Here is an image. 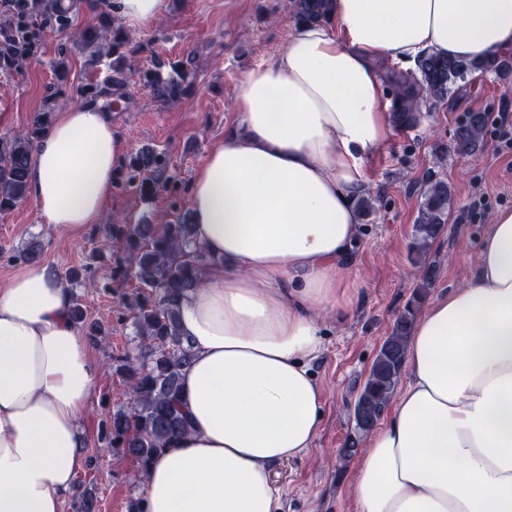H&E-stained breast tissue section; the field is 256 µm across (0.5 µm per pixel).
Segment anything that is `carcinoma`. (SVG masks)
<instances>
[{
  "label": "carcinoma",
  "mask_w": 512,
  "mask_h": 512,
  "mask_svg": "<svg viewBox=\"0 0 512 512\" xmlns=\"http://www.w3.org/2000/svg\"><path fill=\"white\" fill-rule=\"evenodd\" d=\"M292 19L297 23H320L328 18L332 0H291ZM109 39L112 78L101 90L105 95L120 90L134 71L136 50L118 26L108 30L89 28L80 34L82 46ZM27 39L22 29L17 38L4 44L0 55L7 62L22 64ZM512 72V59L499 54L484 59H467L426 55L417 66V74H390L391 93L395 97V123L401 127L416 125L421 103L442 102L448 98L450 85L475 73H493L506 77ZM152 98L167 104L184 91L183 77L163 75L161 68L139 71ZM48 125V113L36 115L30 127L9 140H0V212L13 209L29 192L28 175L36 142ZM488 114L469 112L457 126L453 151L469 157L485 146ZM128 183L147 198L165 187L167 163L163 154L149 148L140 150L128 163ZM421 204L413 225L411 252L416 263L426 257L436 239L448 224L452 192L448 181L428 178L421 193ZM378 197L364 193L355 198L358 215L370 216L376 210ZM104 244L131 256L133 266L122 271L141 285L128 303L136 335L137 353L126 354L114 362V370L126 383L132 406L119 410L102 424L107 447L134 459L146 470L153 457L174 440L191 430V421L179 402L182 372L190 364L189 342L179 328L175 301L177 296L200 283V268L211 261L193 244L190 214L185 212L173 224H124L107 226ZM68 283L94 287L88 267L72 268L65 274ZM433 286L430 270H425L412 298L393 323L374 359L354 410L355 432L366 434L381 419L395 394L404 364L405 349L416 315L428 288ZM72 318L85 326L86 336L93 342L106 335V330L87 321L78 296H73Z\"/></svg>",
  "instance_id": "obj_1"
}]
</instances>
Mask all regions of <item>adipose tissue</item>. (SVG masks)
Segmentation results:
<instances>
[{
	"mask_svg": "<svg viewBox=\"0 0 512 512\" xmlns=\"http://www.w3.org/2000/svg\"><path fill=\"white\" fill-rule=\"evenodd\" d=\"M512 49V0H334L250 67L237 122L189 186L193 241L211 258L177 300L192 360L191 431L150 462L142 512H281L274 466L316 440L324 389L310 370L324 317L358 296L353 200L393 133L383 66ZM121 140L100 105L58 112L29 194L46 223L102 224ZM73 292L47 265L0 289V512H63L85 468L96 391ZM406 385L372 433L351 512H512V210L495 211L476 274L436 297L408 341Z\"/></svg>",
	"mask_w": 512,
	"mask_h": 512,
	"instance_id": "obj_1",
	"label": "adipose tissue"
}]
</instances>
